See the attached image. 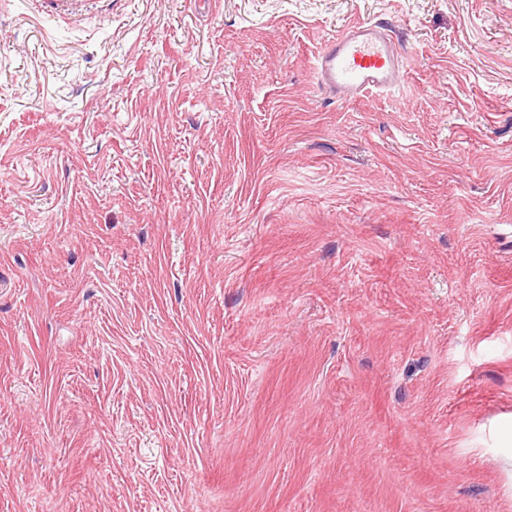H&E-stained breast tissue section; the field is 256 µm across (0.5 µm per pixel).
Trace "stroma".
<instances>
[{
  "label": "stroma",
  "mask_w": 512,
  "mask_h": 512,
  "mask_svg": "<svg viewBox=\"0 0 512 512\" xmlns=\"http://www.w3.org/2000/svg\"><path fill=\"white\" fill-rule=\"evenodd\" d=\"M511 423L512 0H0V512H512ZM411 66L386 29L374 22H356L319 51L313 74L319 87L343 97L390 92Z\"/></svg>",
  "instance_id": "35a3bbf8"
}]
</instances>
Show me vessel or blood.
<instances>
[{
	"label": "vessel or blood",
	"instance_id": "obj_1",
	"mask_svg": "<svg viewBox=\"0 0 512 512\" xmlns=\"http://www.w3.org/2000/svg\"><path fill=\"white\" fill-rule=\"evenodd\" d=\"M411 66L386 29L374 22H357L319 51L313 74L319 87L343 96L395 90Z\"/></svg>",
	"mask_w": 512,
	"mask_h": 512
}]
</instances>
